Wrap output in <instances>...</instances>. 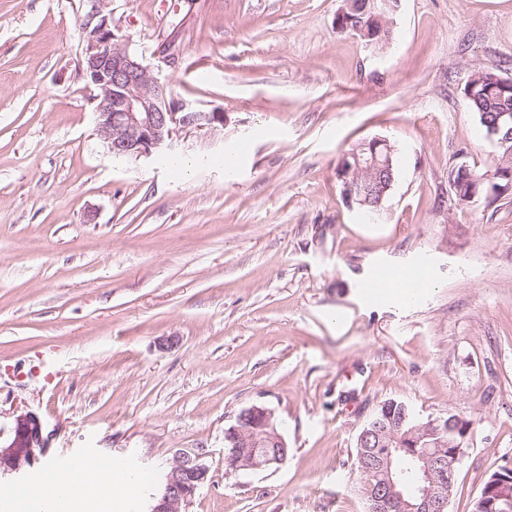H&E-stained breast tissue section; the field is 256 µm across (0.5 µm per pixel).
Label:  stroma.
<instances>
[{"instance_id": "1", "label": "stroma", "mask_w": 512, "mask_h": 512, "mask_svg": "<svg viewBox=\"0 0 512 512\" xmlns=\"http://www.w3.org/2000/svg\"><path fill=\"white\" fill-rule=\"evenodd\" d=\"M341 5L111 0L174 99L224 110L174 134L170 166L96 132L88 0H0V437L25 412L49 437L0 497L55 462L130 457L143 506L198 448L186 512H366L356 437L390 398L473 419L448 512L512 457V195L459 204L448 183L500 162L462 88L512 77V0H399L375 51L337 29ZM373 137L397 166L370 222L336 169ZM405 268L429 277L419 297L371 295ZM260 404L288 457L230 470L224 431Z\"/></svg>"}]
</instances>
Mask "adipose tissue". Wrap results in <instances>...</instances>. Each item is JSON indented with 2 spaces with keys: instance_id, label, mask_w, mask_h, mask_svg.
I'll list each match as a JSON object with an SVG mask.
<instances>
[{
  "instance_id": "obj_1",
  "label": "adipose tissue",
  "mask_w": 512,
  "mask_h": 512,
  "mask_svg": "<svg viewBox=\"0 0 512 512\" xmlns=\"http://www.w3.org/2000/svg\"><path fill=\"white\" fill-rule=\"evenodd\" d=\"M143 477L133 460L89 462L73 468L49 467L43 480L26 495L36 512H77L82 497L95 494L100 512H112V495L121 493L123 512L134 508Z\"/></svg>"
}]
</instances>
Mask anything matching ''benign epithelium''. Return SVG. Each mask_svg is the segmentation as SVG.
<instances>
[{
	"mask_svg": "<svg viewBox=\"0 0 512 512\" xmlns=\"http://www.w3.org/2000/svg\"><path fill=\"white\" fill-rule=\"evenodd\" d=\"M90 9L81 23V77L96 91V131L115 158L139 160L167 151L179 128L210 129L224 125V112L199 109L168 96L167 86L154 75L142 57L131 50L129 36L112 25L109 0H88ZM487 136L501 148L512 145V114L500 115ZM392 152L382 138L366 141V148L350 154L341 165L347 204L380 210L393 178H383V165ZM468 433L463 416L430 419L404 436L379 439L374 452H360L361 464L377 469L379 485L364 492L368 512H448L456 465ZM230 450L225 463L233 470L276 468L287 457V442L273 410L253 405L240 413L225 433ZM47 439L40 419L21 413L15 419L13 438L0 443V473H17L34 464ZM403 451L421 463L422 484L411 496L392 470L393 452ZM202 453L183 448L165 473L160 490L151 496L146 512H182L208 479ZM512 501V473L494 472L485 482L474 512H503Z\"/></svg>",
	"mask_w": 512,
	"mask_h": 512,
	"instance_id": "benign-epithelium-1",
	"label": "benign epithelium"
}]
</instances>
